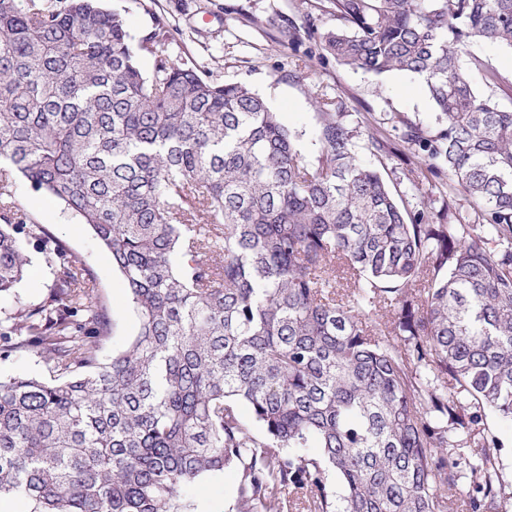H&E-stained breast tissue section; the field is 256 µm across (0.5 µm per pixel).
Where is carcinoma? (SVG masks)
Segmentation results:
<instances>
[{"instance_id": "1", "label": "carcinoma", "mask_w": 512, "mask_h": 512, "mask_svg": "<svg viewBox=\"0 0 512 512\" xmlns=\"http://www.w3.org/2000/svg\"><path fill=\"white\" fill-rule=\"evenodd\" d=\"M331 2L336 60L423 78L442 128L407 140L448 178V223L409 212L324 103L306 159L264 98L173 61L160 21L136 41L102 0H0V158L90 227L139 320L102 361L97 291L38 235L56 294L0 353L52 376L0 378V497L188 512L232 468L229 512L512 509L487 423L512 422V108L461 65L512 49V0ZM30 234L0 224V293Z\"/></svg>"}]
</instances>
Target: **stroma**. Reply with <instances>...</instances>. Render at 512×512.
Masks as SVG:
<instances>
[{
  "instance_id": "stroma-1",
  "label": "stroma",
  "mask_w": 512,
  "mask_h": 512,
  "mask_svg": "<svg viewBox=\"0 0 512 512\" xmlns=\"http://www.w3.org/2000/svg\"><path fill=\"white\" fill-rule=\"evenodd\" d=\"M105 4L124 16L136 39L152 31L156 21H164L174 56L204 63L206 80L241 82L262 96L280 112L308 157H315L318 150V103L329 101L331 111L356 127L360 157L379 169L409 210L427 205L447 213V186L417 162L414 145L404 138L411 126L433 133L440 129L424 84L413 74L377 77L344 66L323 50L318 39L306 36L310 25L321 31L336 27L327 0H105ZM292 27L303 33L295 44L286 37ZM462 66L480 95L501 107L512 106V50L476 42ZM489 72L497 75V83L487 82ZM373 136L382 141L381 150L369 149ZM7 189L20 202L25 223L47 227L91 274L112 319L103 357L125 348L139 324L111 254L61 201L33 191L21 175H14ZM27 256L23 279L11 294L0 297V319L20 307L51 302L54 270L37 240H30ZM237 481L232 469L201 479L186 492L192 512H228Z\"/></svg>"
}]
</instances>
